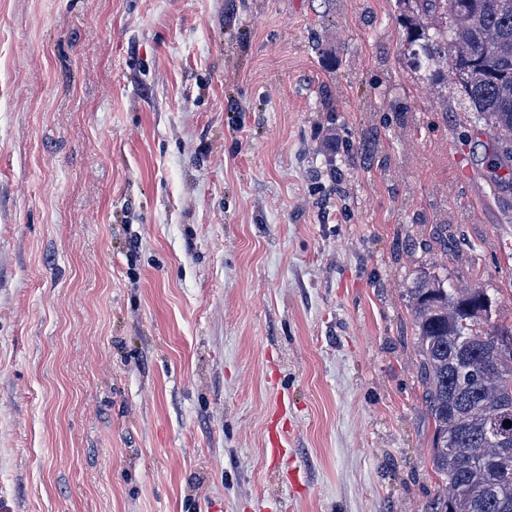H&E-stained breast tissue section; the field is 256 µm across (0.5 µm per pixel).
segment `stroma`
Here are the masks:
<instances>
[{"mask_svg":"<svg viewBox=\"0 0 512 512\" xmlns=\"http://www.w3.org/2000/svg\"><path fill=\"white\" fill-rule=\"evenodd\" d=\"M404 39L396 0H0V512L442 493L407 290L512 324V189ZM288 410V398L279 396L274 400L270 426L267 430L266 445L272 464L276 465L288 457V424L283 417ZM282 422V424H281Z\"/></svg>","mask_w":512,"mask_h":512,"instance_id":"obj_1","label":"stroma"}]
</instances>
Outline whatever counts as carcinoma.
<instances>
[{"mask_svg": "<svg viewBox=\"0 0 512 512\" xmlns=\"http://www.w3.org/2000/svg\"><path fill=\"white\" fill-rule=\"evenodd\" d=\"M402 54L418 79L448 85L494 133L489 158L512 184V0H397ZM433 424L431 462L444 485L426 512H512V326L481 286L428 276L407 289ZM488 495L478 497L479 490Z\"/></svg>", "mask_w": 512, "mask_h": 512, "instance_id": "carcinoma-1", "label": "carcinoma"}]
</instances>
